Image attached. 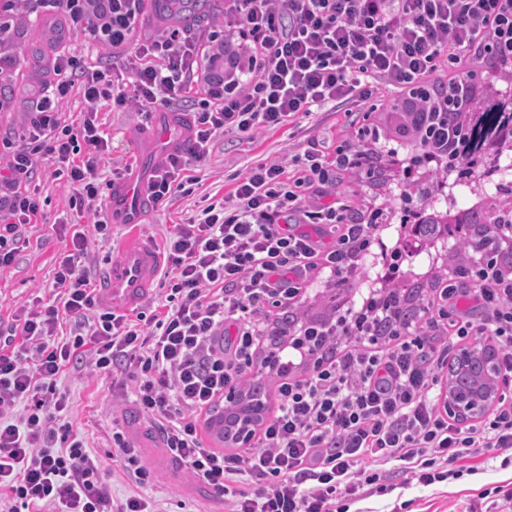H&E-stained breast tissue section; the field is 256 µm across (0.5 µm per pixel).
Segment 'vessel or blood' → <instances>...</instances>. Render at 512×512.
<instances>
[{"instance_id": "b4317fda", "label": "vessel or blood", "mask_w": 512, "mask_h": 512, "mask_svg": "<svg viewBox=\"0 0 512 512\" xmlns=\"http://www.w3.org/2000/svg\"><path fill=\"white\" fill-rule=\"evenodd\" d=\"M161 118L168 126L170 150H186L189 144V121L181 113L165 112ZM113 223L139 224L152 208L146 181L138 172L117 182L107 204ZM161 265V256L149 241L131 236L107 265L98 293L110 308H128L139 304L149 292Z\"/></svg>"}]
</instances>
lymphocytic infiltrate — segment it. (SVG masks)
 <instances>
[{"label": "lymphocytic infiltrate", "mask_w": 512, "mask_h": 512, "mask_svg": "<svg viewBox=\"0 0 512 512\" xmlns=\"http://www.w3.org/2000/svg\"><path fill=\"white\" fill-rule=\"evenodd\" d=\"M145 0H112V47L135 43L126 77L80 52L57 55L41 81L29 126L0 162V271L15 261L23 228L41 214L28 184L54 159L83 211L100 195L98 162L109 139L98 106L133 107L152 120L196 101L189 154L168 155L147 183L153 204L195 184L194 167L217 133L253 138L326 105L363 107L377 84L410 92L441 74L443 61L474 60L503 35L512 0H226L222 27L193 36L136 37ZM88 109L63 123L72 96ZM368 147L328 154L309 146L295 166L247 168L233 193L177 225L161 267L166 311L151 331L101 307L85 273L90 240H110L107 214L69 229L70 250L52 287L58 304L15 317L0 329V512H160L142 494L150 481L135 448L112 434V461L139 491L108 503L100 459L74 434L69 370L115 374L136 363L142 415L162 433L175 462L224 500L225 512H343L348 499L377 491L392 461L419 484L457 479L471 460L512 448V273L483 263L451 276L437 314L421 329L387 336L359 331L354 314L336 319L331 351L300 378L271 375L273 415L237 451L203 441L199 419L239 392L264 366L259 338L267 306L288 308L312 279L344 283L378 225L348 223L330 198L340 172ZM336 230L325 242L326 229ZM74 321L56 340L60 315ZM485 336L499 348L502 393L482 419L448 414L443 380L459 345Z\"/></svg>", "instance_id": "lymphocytic-infiltrate-1"}]
</instances>
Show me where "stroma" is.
Instances as JSON below:
<instances>
[{"mask_svg":"<svg viewBox=\"0 0 512 512\" xmlns=\"http://www.w3.org/2000/svg\"><path fill=\"white\" fill-rule=\"evenodd\" d=\"M11 14L20 26L9 39L0 42V57L8 56L15 61L9 77L0 81V94L12 100L11 109L0 112V140L21 134L24 101L30 83L25 72L34 60L45 54L46 46L59 26L56 11L42 9L33 14L24 8L21 0H12ZM98 120L110 140V149L100 161L103 179H111L113 169L125 166L152 173L156 158L135 142L142 127L139 112L132 108L102 106L98 109ZM372 122V117L363 113L351 116L345 109L328 106L317 114L298 118L288 126L262 132L251 142L234 134L217 136L209 158L198 170L200 181L190 195L172 197L167 203L153 208L137 229L123 224L113 225L110 242H90L88 262L97 269H104L133 231L156 248H163L176 224L199 213L207 202L224 197L233 187L235 176L247 167L265 160H294L313 142L329 154L338 146L356 145L360 129ZM53 170V165L44 164L34 175L32 185L40 196L44 218L30 227V243L18 253L11 268L0 272V322L5 324L11 323L18 310L39 307L51 301L55 269L66 249L59 227L78 221L76 213L68 208L73 188L66 178L54 177ZM336 194L342 203L367 215L377 208L394 209L400 186L394 175L383 184L373 186L358 171L350 170L337 180ZM379 238L380 245L371 246L360 257L348 282L336 287L320 280L305 288L294 308L300 322L328 321L347 308H360L370 291L379 289L376 277L383 270L382 251L394 247L398 233L391 226L381 230ZM136 376L137 369L131 366L117 382L82 370L67 372L61 380L69 394L73 431L103 459L100 481L109 498L114 500L126 498L135 486L129 480L113 477L107 463L112 451L113 429L126 433L139 430L147 444L161 441L155 428L137 418L139 410L132 396ZM478 468L476 474L428 487L404 486L401 473H390L387 479L390 491L351 502L347 512H467L469 503L478 494L512 482V465L502 466L500 458L479 463ZM154 478L156 489L167 494V512H214L216 505L210 500L209 489L186 471H179L173 477L158 471Z\"/></svg>","mask_w":512,"mask_h":512,"instance_id":"obj_1","label":"stroma"}]
</instances>
